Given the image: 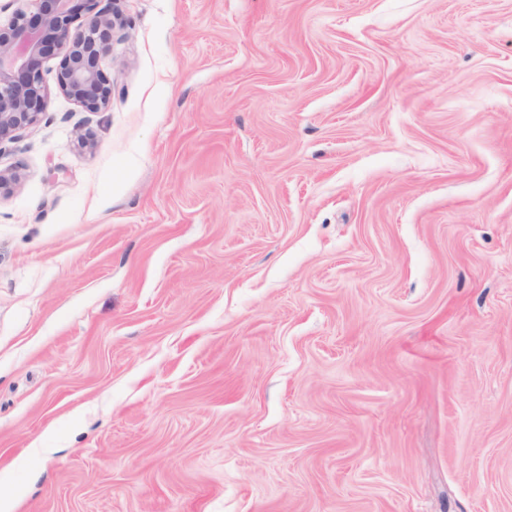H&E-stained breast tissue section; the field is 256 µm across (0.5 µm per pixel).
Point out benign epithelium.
<instances>
[{
	"label": "benign epithelium",
	"mask_w": 512,
	"mask_h": 512,
	"mask_svg": "<svg viewBox=\"0 0 512 512\" xmlns=\"http://www.w3.org/2000/svg\"><path fill=\"white\" fill-rule=\"evenodd\" d=\"M0 25V146L37 125L48 111L42 64L59 57L58 90L81 107L103 111L112 104V79L101 62L112 34L124 25L120 0H17Z\"/></svg>",
	"instance_id": "benign-epithelium-1"
}]
</instances>
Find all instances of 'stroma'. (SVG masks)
<instances>
[{
    "instance_id": "1",
    "label": "stroma",
    "mask_w": 512,
    "mask_h": 512,
    "mask_svg": "<svg viewBox=\"0 0 512 512\" xmlns=\"http://www.w3.org/2000/svg\"><path fill=\"white\" fill-rule=\"evenodd\" d=\"M0 153L14 512H512V0H122Z\"/></svg>"
}]
</instances>
